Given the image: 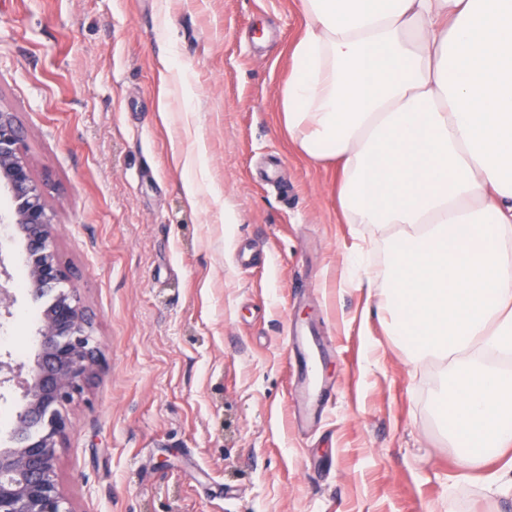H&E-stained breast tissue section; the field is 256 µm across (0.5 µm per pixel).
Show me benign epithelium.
<instances>
[{
    "label": "benign epithelium",
    "mask_w": 512,
    "mask_h": 512,
    "mask_svg": "<svg viewBox=\"0 0 512 512\" xmlns=\"http://www.w3.org/2000/svg\"><path fill=\"white\" fill-rule=\"evenodd\" d=\"M23 143L14 113L0 108V181L18 201L9 218L10 232L25 240L21 263L28 270L33 295L48 298L34 338L33 366L27 369L9 354L0 358V388L16 386L26 400L11 445L0 448V512H72L56 483V448L66 430L63 409L89 383L98 346L75 287L58 289L70 278ZM14 303L11 274L0 254V316H11Z\"/></svg>",
    "instance_id": "benign-epithelium-1"
}]
</instances>
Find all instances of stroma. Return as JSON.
I'll return each mask as SVG.
<instances>
[{"label": "stroma", "mask_w": 512, "mask_h": 512, "mask_svg": "<svg viewBox=\"0 0 512 512\" xmlns=\"http://www.w3.org/2000/svg\"><path fill=\"white\" fill-rule=\"evenodd\" d=\"M298 0H0V108L25 132L99 362L65 408L72 512H512L437 421L444 363L413 366L350 262L335 166L278 102ZM205 152L188 200L181 156ZM260 256L251 270L241 248ZM41 302L0 325L32 364ZM334 351L331 405L294 426L290 322Z\"/></svg>", "instance_id": "1"}]
</instances>
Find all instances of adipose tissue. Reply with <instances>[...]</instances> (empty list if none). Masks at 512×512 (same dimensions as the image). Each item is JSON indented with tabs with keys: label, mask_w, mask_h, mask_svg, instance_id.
Masks as SVG:
<instances>
[{
	"label": "adipose tissue",
	"mask_w": 512,
	"mask_h": 512,
	"mask_svg": "<svg viewBox=\"0 0 512 512\" xmlns=\"http://www.w3.org/2000/svg\"><path fill=\"white\" fill-rule=\"evenodd\" d=\"M279 92L351 224L388 230L364 282L414 362L449 357L438 416L469 468L512 446V0H298Z\"/></svg>",
	"instance_id": "1"
}]
</instances>
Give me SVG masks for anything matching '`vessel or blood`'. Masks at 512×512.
<instances>
[{"instance_id": "b4317fda", "label": "vessel or blood", "mask_w": 512, "mask_h": 512, "mask_svg": "<svg viewBox=\"0 0 512 512\" xmlns=\"http://www.w3.org/2000/svg\"><path fill=\"white\" fill-rule=\"evenodd\" d=\"M290 333L296 363L294 420L297 427L303 428L320 419L328 403L327 386L311 370L312 363L324 357L326 349L319 338L305 335L300 325H291Z\"/></svg>"}]
</instances>
